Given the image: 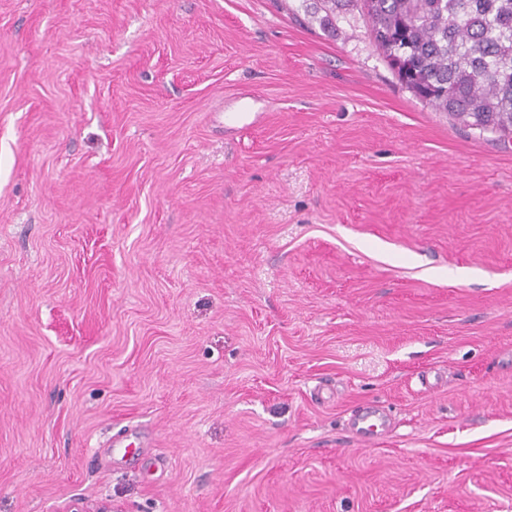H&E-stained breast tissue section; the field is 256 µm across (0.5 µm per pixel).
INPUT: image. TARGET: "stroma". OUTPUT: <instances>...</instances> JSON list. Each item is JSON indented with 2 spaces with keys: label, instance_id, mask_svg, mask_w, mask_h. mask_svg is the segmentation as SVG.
Segmentation results:
<instances>
[{
  "label": "stroma",
  "instance_id": "1",
  "mask_svg": "<svg viewBox=\"0 0 512 512\" xmlns=\"http://www.w3.org/2000/svg\"><path fill=\"white\" fill-rule=\"evenodd\" d=\"M334 14L0 0V512H512V140ZM355 435L363 440L370 441L381 436L388 425L386 415L372 406L361 407L353 418Z\"/></svg>",
  "mask_w": 512,
  "mask_h": 512
}]
</instances>
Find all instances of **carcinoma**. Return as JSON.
<instances>
[{
	"label": "carcinoma",
	"instance_id": "carcinoma-1",
	"mask_svg": "<svg viewBox=\"0 0 512 512\" xmlns=\"http://www.w3.org/2000/svg\"><path fill=\"white\" fill-rule=\"evenodd\" d=\"M373 43L416 96L512 136V0H360Z\"/></svg>",
	"mask_w": 512,
	"mask_h": 512
}]
</instances>
